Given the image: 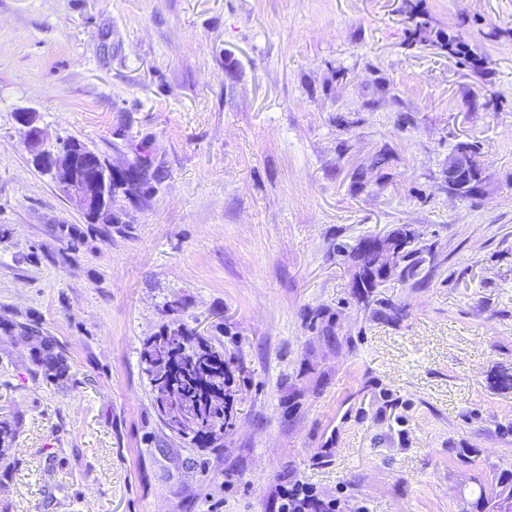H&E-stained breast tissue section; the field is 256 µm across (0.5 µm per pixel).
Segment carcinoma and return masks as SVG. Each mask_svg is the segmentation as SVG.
I'll use <instances>...</instances> for the list:
<instances>
[{"label":"carcinoma","mask_w":512,"mask_h":512,"mask_svg":"<svg viewBox=\"0 0 512 512\" xmlns=\"http://www.w3.org/2000/svg\"><path fill=\"white\" fill-rule=\"evenodd\" d=\"M404 9L408 19L414 22V33L426 34L429 22L425 17L408 2ZM429 254L431 248L422 244L407 248L398 278L415 279ZM171 343L173 359L156 362L157 372L180 374L184 421L170 430L203 447L217 446L224 440V428L229 420L224 402V353L202 338L179 331L174 332ZM35 361L47 371L58 373L63 369L62 356L50 342L40 344ZM470 506V512H512V471L492 469L490 481L481 487Z\"/></svg>","instance_id":"obj_1"}]
</instances>
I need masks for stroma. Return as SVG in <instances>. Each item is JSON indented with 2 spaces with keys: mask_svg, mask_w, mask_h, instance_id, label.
<instances>
[{
  "mask_svg": "<svg viewBox=\"0 0 512 512\" xmlns=\"http://www.w3.org/2000/svg\"><path fill=\"white\" fill-rule=\"evenodd\" d=\"M411 2L429 41L402 0H0V512H278L298 481L462 512L512 469V0ZM20 112L111 165L112 223L35 167ZM402 225L432 255L377 289L386 319L345 251ZM176 330L224 352L220 447L155 410L141 350ZM467 146L474 154H481L478 145L467 143ZM468 148L465 142H460L448 154V189L452 186L456 187L455 181L467 174L477 164V158L472 155ZM35 361L46 371L62 372V356L55 351L51 342L42 343L40 341V348L35 354Z\"/></svg>",
  "mask_w": 512,
  "mask_h": 512,
  "instance_id": "obj_1",
  "label": "stroma"
}]
</instances>
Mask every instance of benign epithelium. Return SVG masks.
Listing matches in <instances>:
<instances>
[{"instance_id":"7a95c632","label":"benign epithelium","mask_w":512,"mask_h":512,"mask_svg":"<svg viewBox=\"0 0 512 512\" xmlns=\"http://www.w3.org/2000/svg\"><path fill=\"white\" fill-rule=\"evenodd\" d=\"M34 115L30 112L17 114V122L25 128L26 142L33 154L36 167L51 176L64 192L74 198L81 210L91 219L112 206V182L109 168L98 152L75 140L66 149L43 148L41 131L34 126ZM477 164L471 151L463 142L448 153V186ZM418 234L407 235L405 239H394L374 235L357 242L361 251H371L378 257L380 268L377 286L389 281V276L398 268L401 257L409 246L417 240Z\"/></svg>"}]
</instances>
